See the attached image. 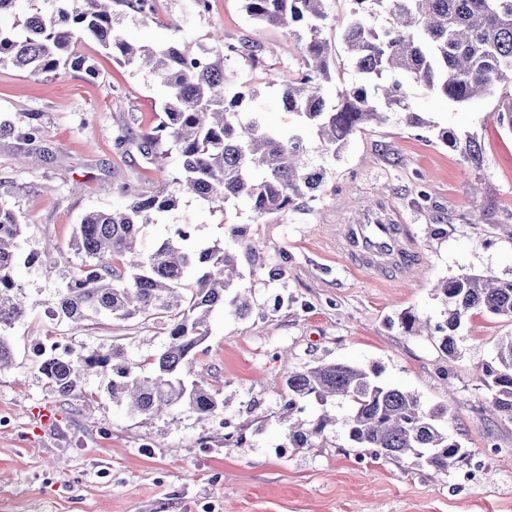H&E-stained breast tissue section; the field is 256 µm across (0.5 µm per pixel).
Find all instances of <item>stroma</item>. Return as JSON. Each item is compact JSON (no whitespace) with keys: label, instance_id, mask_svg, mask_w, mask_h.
<instances>
[{"label":"stroma","instance_id":"stroma-1","mask_svg":"<svg viewBox=\"0 0 512 512\" xmlns=\"http://www.w3.org/2000/svg\"><path fill=\"white\" fill-rule=\"evenodd\" d=\"M351 0H324L322 36L329 44L324 93L360 82L342 41ZM114 25L131 42L176 43L197 53L213 35L270 50L297 72V36L247 16L242 0H210L196 13L189 0H159L150 21L118 15ZM74 51L98 74L66 68L33 75L0 66V124L34 127L30 151L0 136V202L24 226L25 253L60 251L39 268L18 266L21 297L37 300L8 329L15 355L0 371V512H512V419L490 414L492 393L481 379L498 343L512 336V319L477 311L463 318L457 353L448 358L436 336L405 332L398 316L411 312L441 322L438 280L462 273L512 279V131L493 118L498 96L458 106L414 95L415 111L477 137L485 163L476 170L436 139L434 129L393 119L357 132L329 167L326 191L308 209L254 220L245 200L211 208L185 198L179 210L206 246L227 244L225 227H250L252 250L237 249L251 309L237 317L215 308L196 355L220 408L202 417L186 406L171 415L129 414L112 402L104 367L70 396H59L37 369L32 347L58 342L78 358L120 347L140 364L163 350L167 337L152 322L114 319L75 327L52 320L56 291L81 262L69 246L81 217L127 204L123 187L149 194L154 182L180 167L169 150L163 171L147 168L142 133L155 124L163 89L146 72L117 62L97 43ZM235 78L253 80L269 124L288 129L293 115L277 87L253 78L245 62ZM427 189L429 201L418 197ZM374 212L408 225L418 262L402 283L374 282L336 249V235ZM377 366L381 382L417 395L424 408H446V425L465 455L437 472L407 459L375 458L352 447L344 425L315 447L289 448L284 418L289 372L316 362ZM52 405L57 429L38 434L34 411ZM235 429V442L224 439Z\"/></svg>","mask_w":512,"mask_h":512}]
</instances>
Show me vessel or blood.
Wrapping results in <instances>:
<instances>
[{"label": "vessel or blood", "instance_id": "obj_1", "mask_svg": "<svg viewBox=\"0 0 512 512\" xmlns=\"http://www.w3.org/2000/svg\"><path fill=\"white\" fill-rule=\"evenodd\" d=\"M337 250L351 266L368 270L382 284L402 281L414 267L416 246L405 224H390L377 217L345 226L336 237Z\"/></svg>", "mask_w": 512, "mask_h": 512}]
</instances>
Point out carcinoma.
Listing matches in <instances>:
<instances>
[{
	"instance_id": "carcinoma-1",
	"label": "carcinoma",
	"mask_w": 512,
	"mask_h": 512,
	"mask_svg": "<svg viewBox=\"0 0 512 512\" xmlns=\"http://www.w3.org/2000/svg\"><path fill=\"white\" fill-rule=\"evenodd\" d=\"M47 9L32 7L24 20L0 27V65L34 75L59 69L94 66L73 54L72 46L92 39L117 50L123 62L152 75L165 89L163 116L141 137L145 162L161 170L167 141L177 148L181 165L171 180L151 195H135L123 210L87 213L71 240L82 258L78 271L58 293L55 319L96 325L107 319L152 320L168 343L148 362L149 371L130 365L123 349L77 360L51 354L38 364L60 396L73 393L89 370L112 364L108 393L134 415L156 416L186 405L201 417L219 407L218 394L194 374L197 347L208 336V319L218 304L242 317L251 305L238 292L226 293L236 278L237 256L227 247L194 243L193 224L177 215L178 196L189 195L219 208L244 199L257 219L301 211L318 198L327 168L305 160L304 135L316 133L325 154L335 155L365 124L384 123L398 115L407 125L423 126L414 112L408 87L456 104L484 97L503 83L512 84V0H352L351 20L343 41L361 75L360 83L336 90L330 99L323 84L330 80L329 51L321 38L324 0H244L247 15L269 25H297L306 31L298 74L277 80L279 68L257 45L237 46L214 38L211 48L192 54L177 45L134 46L114 27L116 8L144 20L154 18L157 0H51ZM388 14L387 25L370 23L375 7ZM242 58L268 84H279L295 130L268 126L256 104L252 83H237L228 64ZM512 131V92L494 113ZM22 144L36 138L34 127L0 125ZM437 138L458 152L472 168L484 166L481 145L471 135L443 128ZM160 215L172 217L168 234L146 251L141 231ZM23 248L22 224L16 211L0 203V329L21 321L25 303L16 293L14 272ZM448 306V318L436 325L441 347L455 353V332L471 311L512 318V280L462 274L437 285ZM494 391L492 407L512 419V336L500 343L495 363L482 370ZM376 368L344 363L319 364L286 377V411L313 398L320 405L345 402L348 439L356 448H375L385 458L407 457L417 466L444 470L463 454L444 427L445 410L425 409L409 392L378 381ZM336 423L328 413L288 426V447L312 446Z\"/></svg>"
}]
</instances>
